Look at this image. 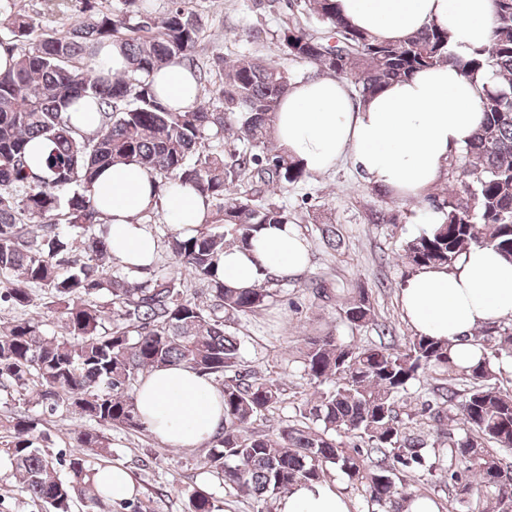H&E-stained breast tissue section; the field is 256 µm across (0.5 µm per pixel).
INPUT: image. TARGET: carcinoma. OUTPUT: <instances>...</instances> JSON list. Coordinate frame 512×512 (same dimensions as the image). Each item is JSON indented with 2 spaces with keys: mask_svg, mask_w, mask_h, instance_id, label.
<instances>
[{
  "mask_svg": "<svg viewBox=\"0 0 512 512\" xmlns=\"http://www.w3.org/2000/svg\"><path fill=\"white\" fill-rule=\"evenodd\" d=\"M149 0H81V16L44 30L20 0H0V47L15 63L0 73V389L16 391L41 414L77 415L100 428L146 430L135 400L154 368L184 365L220 382L224 426L210 440L204 468L219 483L271 512L296 484L336 473L364 493L366 512H409L422 495L410 483L448 491L466 512H512V385L500 380L512 358V324L486 326L468 339L476 356L461 361L452 343L413 336L402 348L358 345L325 333L300 348L303 378L316 387L293 420L277 431L255 427L279 409L283 389L247 369L227 323L272 301L274 278L253 288L224 286V250L252 247L260 230L291 224L276 190L309 172L272 139L280 99L292 73L249 55L196 57L197 14L172 0L162 17ZM491 43L462 50L447 30L425 28L399 42L354 28L336 0H299L297 15L277 33L288 59L313 74L352 78L364 101L392 82L448 64L480 94L484 122L460 154L448 158L451 190L422 198L440 221L409 240L412 268L453 267L472 246L512 261V0H490ZM107 44L129 64L117 77H97L94 58ZM185 60L199 88L182 111L159 99L151 73ZM89 99L98 126L85 133L70 108ZM47 144L46 175L29 167L28 144ZM135 163L160 193L193 188L207 205L203 223L173 232L175 270L147 279L112 270V241L91 197L100 170ZM323 243L341 244L334 224L316 227ZM56 315L47 332L34 311ZM339 319L358 331L375 323L361 288L347 289ZM433 382L434 400L416 408L409 386ZM357 438L366 452H352ZM27 411L0 421V452L17 490L44 512H95L103 502L93 475L112 457L100 429H79L77 451L54 453ZM443 448L433 455L428 448ZM185 512H219L209 488L187 493Z\"/></svg>",
  "mask_w": 512,
  "mask_h": 512,
  "instance_id": "carcinoma-1",
  "label": "carcinoma"
}]
</instances>
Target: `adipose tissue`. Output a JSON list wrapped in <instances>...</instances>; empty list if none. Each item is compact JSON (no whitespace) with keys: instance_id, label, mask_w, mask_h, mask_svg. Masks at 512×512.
Segmentation results:
<instances>
[{"instance_id":"obj_1","label":"adipose tissue","mask_w":512,"mask_h":512,"mask_svg":"<svg viewBox=\"0 0 512 512\" xmlns=\"http://www.w3.org/2000/svg\"><path fill=\"white\" fill-rule=\"evenodd\" d=\"M356 28L398 41L430 25L448 29L454 44L488 45L489 0H337ZM170 108L193 104L198 84L190 70L172 63L153 76ZM480 89L453 67L440 65L390 84L363 102L353 101L344 79L316 76L295 82L283 97L273 129L279 148L311 174L350 157L366 181L400 200L421 198L441 178L450 152L464 148L483 113ZM92 194L108 226L112 251L124 263H149L157 241L142 218L161 211L173 230L203 222L204 199L189 188L157 195L150 171L136 164L105 170ZM308 263L306 241L291 224L265 228L253 249L226 251L218 276L227 287L250 288L265 277H292ZM403 313L417 334L455 342L470 359L464 335L512 319V263L493 250L471 247L453 268L418 269L401 290ZM142 421L160 441L188 447L209 439L224 419V400L210 379L185 366L151 371L136 393ZM277 512H349L332 483H308L281 497Z\"/></svg>"}]
</instances>
